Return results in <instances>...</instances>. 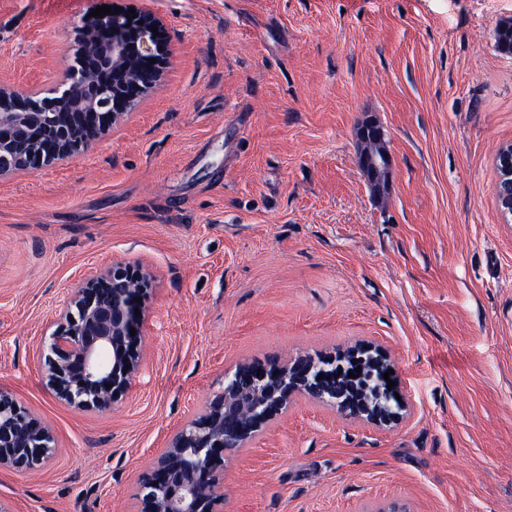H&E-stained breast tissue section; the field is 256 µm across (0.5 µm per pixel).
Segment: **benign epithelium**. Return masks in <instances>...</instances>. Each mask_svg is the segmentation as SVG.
Segmentation results:
<instances>
[{"mask_svg":"<svg viewBox=\"0 0 512 512\" xmlns=\"http://www.w3.org/2000/svg\"><path fill=\"white\" fill-rule=\"evenodd\" d=\"M75 29L78 57L93 48L109 68L131 55L145 83L127 84L111 97L80 62L67 68L46 96L0 87V177L19 169L38 171L88 147L159 82L170 57L162 22L148 13L131 20L126 13L85 14ZM496 167L502 172L499 180H512L511 143L499 148ZM152 290L151 273L131 262L114 263L68 289L41 352L47 383L60 400L104 412L128 392L140 365L145 304ZM346 355L367 357L380 370L387 366L385 352L373 345L351 346L340 353ZM330 365L336 366V357L299 355L283 362L247 361L225 375L224 390L180 428L140 476L137 512H223L226 458L247 447L295 397L378 428L400 423L404 402L384 407L368 398L353 401L346 385L327 374ZM56 447L51 429L1 389L0 468L38 470L55 457Z\"/></svg>","mask_w":512,"mask_h":512,"instance_id":"1","label":"benign epithelium"}]
</instances>
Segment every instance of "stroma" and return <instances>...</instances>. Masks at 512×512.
<instances>
[{
    "mask_svg": "<svg viewBox=\"0 0 512 512\" xmlns=\"http://www.w3.org/2000/svg\"><path fill=\"white\" fill-rule=\"evenodd\" d=\"M162 20L171 62L107 136L0 178V389L58 452L9 512H136L141 473L243 360L383 349L393 430L296 400L224 468V512H512V0H0V85H56L77 15ZM381 125L388 192L357 157ZM138 262L143 358L106 412L47 386L69 285Z\"/></svg>",
    "mask_w": 512,
    "mask_h": 512,
    "instance_id": "obj_1",
    "label": "stroma"
}]
</instances>
